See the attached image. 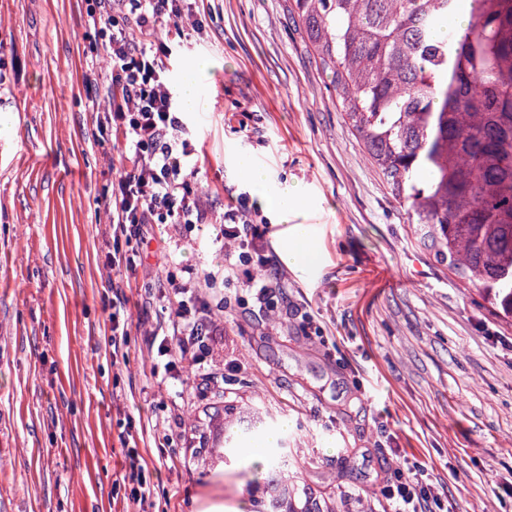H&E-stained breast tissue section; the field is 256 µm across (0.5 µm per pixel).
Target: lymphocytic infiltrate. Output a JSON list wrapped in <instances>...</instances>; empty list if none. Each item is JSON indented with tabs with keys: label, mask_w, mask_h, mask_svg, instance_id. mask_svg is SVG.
I'll return each mask as SVG.
<instances>
[{
	"label": "lymphocytic infiltrate",
	"mask_w": 512,
	"mask_h": 512,
	"mask_svg": "<svg viewBox=\"0 0 512 512\" xmlns=\"http://www.w3.org/2000/svg\"><path fill=\"white\" fill-rule=\"evenodd\" d=\"M89 22L102 41L90 44L91 59L112 68L105 119L122 138L126 164L112 183L107 207L114 237H138L146 224H202L207 216L190 180L197 170L184 139L185 123L170 75L174 49L183 47L193 23L189 0H97ZM215 273L190 272L175 287L166 327L150 334L159 354L186 360L190 344L205 343L217 326L210 315L193 316L186 300L198 280ZM383 512H438L441 498L420 463L402 464L381 489Z\"/></svg>",
	"instance_id": "lymphocytic-infiltrate-1"
}]
</instances>
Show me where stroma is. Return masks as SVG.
<instances>
[{
    "label": "stroma",
    "instance_id": "obj_1",
    "mask_svg": "<svg viewBox=\"0 0 512 512\" xmlns=\"http://www.w3.org/2000/svg\"><path fill=\"white\" fill-rule=\"evenodd\" d=\"M91 0H0V512H138L120 437L142 427L147 512H198L210 492L235 508L263 479L250 454L215 456L224 418L251 400L280 411L299 485L336 512H382L399 461L422 463L448 512H512V322L427 249L338 106L289 0H204L206 106L187 114L204 224L168 229L133 268L109 267L105 212L124 148L100 129L110 82L85 56ZM249 156L267 176L240 174ZM296 185L285 216L263 200ZM246 197L264 225L307 224L317 272L280 266L287 297L259 309L246 272L265 276L285 240L233 246L239 274L197 292L220 325L199 365L147 342L172 283L224 263L215 227ZM130 299L112 348L113 289Z\"/></svg>",
    "mask_w": 512,
    "mask_h": 512
}]
</instances>
